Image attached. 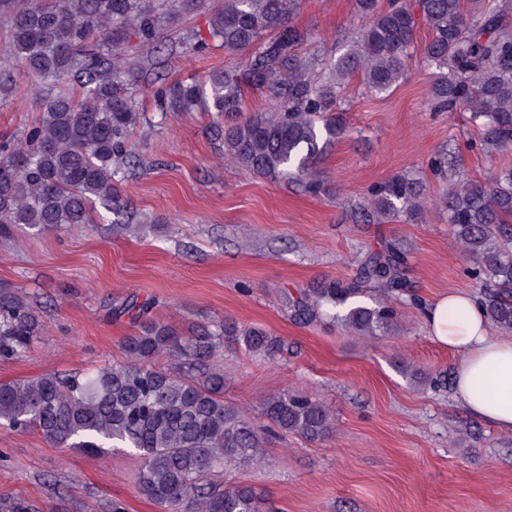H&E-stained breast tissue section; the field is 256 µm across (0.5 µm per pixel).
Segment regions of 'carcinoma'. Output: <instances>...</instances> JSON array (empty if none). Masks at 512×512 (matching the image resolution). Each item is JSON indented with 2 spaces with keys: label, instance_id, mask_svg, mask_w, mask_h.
<instances>
[{
  "label": "carcinoma",
  "instance_id": "cac0c4a2",
  "mask_svg": "<svg viewBox=\"0 0 512 512\" xmlns=\"http://www.w3.org/2000/svg\"><path fill=\"white\" fill-rule=\"evenodd\" d=\"M196 0H0L10 53L39 90L70 77L79 95L47 98L37 123L21 136L0 140V238L18 229L71 230L95 222L94 205H118V182L130 131L140 123L135 93L126 81L130 62L122 46L130 34L153 45L167 20ZM419 8L415 15L412 6ZM300 0H224L204 39L192 51L218 42L241 65L201 83L177 81L157 94L165 112L205 108L229 122L214 139L239 167L272 179L294 180L309 194L325 191L317 160L347 135L341 91L354 77L382 93L407 76L416 45L417 18L432 37L423 48L438 69L430 98L439 111L467 112L479 137L471 147L492 161L512 150V0H355L364 20L350 49L313 76L302 53L309 40L294 17ZM100 41V49L83 46ZM272 102L270 112L242 121L246 90ZM446 183L448 224L464 246L466 276L479 288L487 319L512 333V167L468 177L460 151L448 147L431 162ZM423 184L395 175L370 189V207L358 219L381 223L419 219ZM405 252L389 242L368 254L358 277L331 281L311 299L291 302L303 322L338 319L369 336L391 331L399 313L372 297L380 288L404 291ZM372 299L367 303L364 298ZM150 304L132 298L119 313L137 322L122 341L123 357L96 373H58L0 383V422L33 429L61 448L101 455L132 448L141 458L140 492L163 512H262L264 496L245 484L216 481L231 467L264 458L277 433L321 440L334 419L320 402L282 392L268 398L253 421L224 401V367L214 359L224 345L271 353L278 342L258 327L225 322L186 335L145 317ZM44 332L39 310L22 290L0 286V358L20 357ZM170 361L159 368L156 361ZM0 512H40L26 499L0 503Z\"/></svg>",
  "mask_w": 512,
  "mask_h": 512
}]
</instances>
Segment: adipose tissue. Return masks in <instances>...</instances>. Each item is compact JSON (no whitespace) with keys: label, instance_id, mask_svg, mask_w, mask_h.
<instances>
[{"label":"adipose tissue","instance_id":"adipose-tissue-1","mask_svg":"<svg viewBox=\"0 0 512 512\" xmlns=\"http://www.w3.org/2000/svg\"><path fill=\"white\" fill-rule=\"evenodd\" d=\"M430 338L459 358L452 369L453 392L474 418L512 434V336H496L479 299L451 293L421 304Z\"/></svg>","mask_w":512,"mask_h":512}]
</instances>
